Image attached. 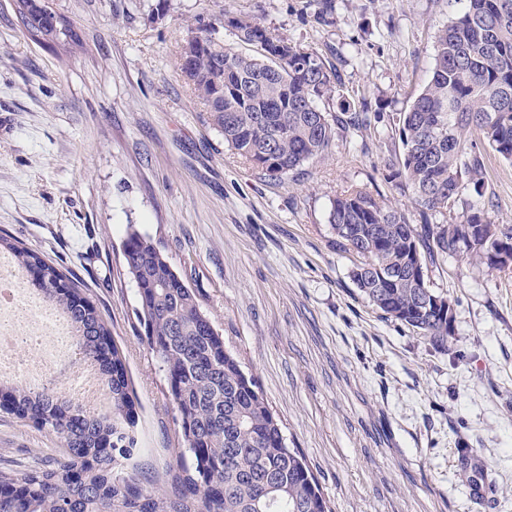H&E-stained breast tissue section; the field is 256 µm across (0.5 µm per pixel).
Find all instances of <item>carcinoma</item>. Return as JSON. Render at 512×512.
Returning <instances> with one entry per match:
<instances>
[{"instance_id":"carcinoma-1","label":"carcinoma","mask_w":512,"mask_h":512,"mask_svg":"<svg viewBox=\"0 0 512 512\" xmlns=\"http://www.w3.org/2000/svg\"><path fill=\"white\" fill-rule=\"evenodd\" d=\"M462 9L435 37L432 76L409 108L392 118L401 146L388 178L422 213L450 214L446 224H411L372 194L351 189L331 202L336 247L358 257L357 288L389 317L448 346L451 299L418 282L408 267L466 254V225L485 224L512 242V224H496L483 201L484 164L472 138L512 162V0H453ZM25 31L37 41L79 35L46 0H15ZM252 55L232 53L212 37V24L190 31L179 69L231 149L272 179L325 155L336 129L359 123L340 97L336 74L261 23L224 22ZM284 45L287 67L271 57ZM339 98L340 114L318 102ZM478 197L454 218L457 197ZM0 248L32 276L34 293L60 309L74 330V349L94 364L112 408L89 411L49 384L0 385L7 413L51 431L60 460L36 457L19 478L0 470V512H331L303 457L288 448L282 428L253 377L224 345L195 292L137 231L123 243L124 267L137 287L139 321L163 371L176 411L178 452L169 489L142 478L137 451L136 396L123 351L83 289L41 254L0 236Z\"/></svg>"}]
</instances>
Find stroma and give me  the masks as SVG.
<instances>
[{"label":"stroma","instance_id":"obj_1","mask_svg":"<svg viewBox=\"0 0 512 512\" xmlns=\"http://www.w3.org/2000/svg\"><path fill=\"white\" fill-rule=\"evenodd\" d=\"M49 0L79 43L30 40L0 0V231L78 281L112 330L138 397L135 462L157 488L175 411L123 267L130 230L192 288L252 375L333 512H512V271L445 257L444 349L386 318L350 277L328 222L358 187L421 223L388 178L392 123L428 82L454 0ZM159 13H152L153 5ZM249 17L317 53L370 127L325 158L264 177L210 125L177 60L198 16ZM489 215L512 224V163L482 147ZM59 456L54 434L0 410V467Z\"/></svg>","mask_w":512,"mask_h":512}]
</instances>
